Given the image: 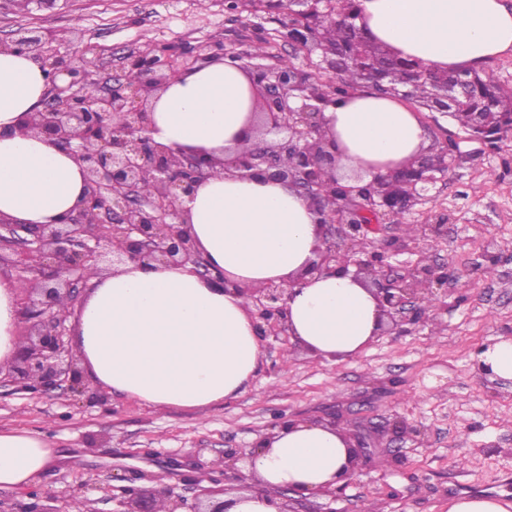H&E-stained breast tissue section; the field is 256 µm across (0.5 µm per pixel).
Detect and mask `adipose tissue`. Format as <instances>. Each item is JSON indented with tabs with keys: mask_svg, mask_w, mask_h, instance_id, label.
Listing matches in <instances>:
<instances>
[{
	"mask_svg": "<svg viewBox=\"0 0 512 512\" xmlns=\"http://www.w3.org/2000/svg\"><path fill=\"white\" fill-rule=\"evenodd\" d=\"M364 34L434 71H471L512 53V8L504 0H359ZM50 86L27 54L0 51V214L22 224L60 221L78 203L84 172L40 139L19 135ZM257 90L227 57L172 82L154 103L153 138L223 155L247 138ZM326 139L342 168L365 178L398 168L426 148L417 115L395 98L357 89L324 112ZM190 231L211 266L259 289L300 270L317 246L316 215L291 188L262 178L213 174L187 201ZM76 312L75 344L89 387L168 408L197 409L243 393L263 357L248 300L202 280L192 266L130 263L91 272ZM17 281L0 278V364L19 343ZM292 340L320 359L360 354L381 312L352 276L296 286L286 302ZM341 431L294 420L256 439L247 469L258 491L227 500L228 512H276L278 492L311 493L347 479ZM57 463L48 432L0 430V490L32 484Z\"/></svg>",
	"mask_w": 512,
	"mask_h": 512,
	"instance_id": "ef3b65f1",
	"label": "adipose tissue"
}]
</instances>
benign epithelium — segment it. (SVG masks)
Here are the masks:
<instances>
[{"label": "benign epithelium", "instance_id": "1", "mask_svg": "<svg viewBox=\"0 0 512 512\" xmlns=\"http://www.w3.org/2000/svg\"><path fill=\"white\" fill-rule=\"evenodd\" d=\"M266 10L295 18L320 10L321 0H265ZM0 50L27 53L48 70L51 87L42 108L23 119L22 131L67 152L85 175L82 199L55 224H19L0 216V270L14 269L25 284L17 298L25 329L14 360L0 364V386L32 393L63 385L83 392L81 356L69 344L67 313L81 306L90 285L88 271L112 273L129 262L144 265H186L224 289H247L213 271L187 229L185 198L219 166L234 177L261 176L292 188L318 215L323 248L305 272L288 281H271L252 295L249 316L262 339L290 344L288 294L306 276H322L355 268V277L372 288L388 330L407 331L440 309L433 286L448 284L445 265L427 261L430 241L447 236L445 224H421L412 236H390L386 219L396 210L426 197L447 167L432 169L427 150L407 165L353 179L344 187L343 210L325 207L320 188L336 183V152L322 146L326 106L303 90L292 94L288 73L265 65H246L259 91L255 135L229 161L208 159L202 152L175 150L152 137V101L181 74L170 65L166 50L125 57L123 75L113 84L98 79L99 55L82 33L61 51L48 31L37 29L0 39ZM99 93L90 98L88 83ZM408 254L405 270H393L390 259ZM393 433L421 444L427 429L404 419L392 423ZM350 466L357 469L370 456L365 438L354 436ZM224 490H203L207 504L191 512H226ZM115 512H178L183 499L171 491L146 494L132 486L115 488Z\"/></svg>", "mask_w": 512, "mask_h": 512}]
</instances>
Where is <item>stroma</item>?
I'll return each instance as SVG.
<instances>
[{
  "instance_id": "obj_1",
  "label": "stroma",
  "mask_w": 512,
  "mask_h": 512,
  "mask_svg": "<svg viewBox=\"0 0 512 512\" xmlns=\"http://www.w3.org/2000/svg\"><path fill=\"white\" fill-rule=\"evenodd\" d=\"M240 3L232 17L224 0H56L49 7L7 0L0 37L31 26L66 36L80 29L103 79L120 74L131 52L166 49L182 71L217 49L248 50L264 40V65L285 58L308 68L307 57L277 37L279 21L256 13L250 0ZM418 115L429 147L450 139L457 151L429 199L393 217L391 231L447 225L446 239L427 251L451 272L445 310L336 362L272 345L244 394L202 410L156 409L114 393L91 400L2 387L0 430H48L70 458L31 486L0 491V512L46 499L56 512H113L106 490L115 483L180 494L186 479L206 487L218 476L225 492L236 491L245 462L225 460V450L252 448L282 420L320 421L336 410L352 433L402 417L423 424L427 441L419 447L371 434L374 453L343 497H297L296 512H448L461 496L512 501V386L484 381L474 366L478 349L512 336V136L493 153L450 118Z\"/></svg>"
}]
</instances>
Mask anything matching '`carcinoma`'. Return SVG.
<instances>
[{
  "label": "carcinoma",
  "instance_id": "cac0c4a2",
  "mask_svg": "<svg viewBox=\"0 0 512 512\" xmlns=\"http://www.w3.org/2000/svg\"><path fill=\"white\" fill-rule=\"evenodd\" d=\"M333 22L321 24L305 17L294 27L308 30L306 41L320 51L321 60H336L332 76L310 75L307 89L316 94H335L341 99L358 88L390 95L405 92L404 99L431 112L438 111L444 98L453 96L448 115L466 132L482 122L486 135L499 132L502 117L512 114V91H506L484 72H419L420 65L402 59L378 43L368 40L354 24L358 0H329Z\"/></svg>",
  "mask_w": 512,
  "mask_h": 512
}]
</instances>
